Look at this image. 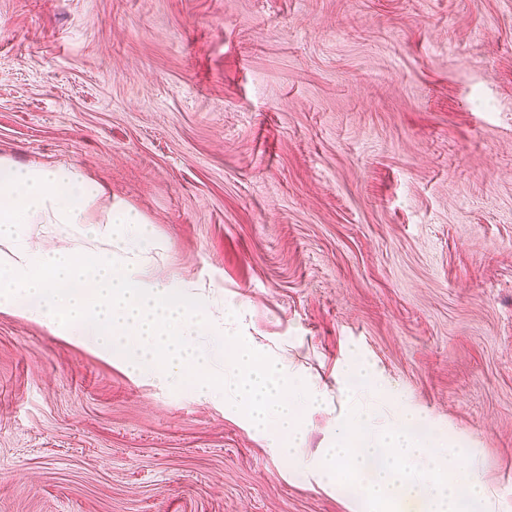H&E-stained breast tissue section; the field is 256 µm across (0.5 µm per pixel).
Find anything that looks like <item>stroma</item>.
<instances>
[{
  "label": "stroma",
  "mask_w": 512,
  "mask_h": 512,
  "mask_svg": "<svg viewBox=\"0 0 512 512\" xmlns=\"http://www.w3.org/2000/svg\"><path fill=\"white\" fill-rule=\"evenodd\" d=\"M0 156L79 166L145 219L146 277L327 389L362 354L512 512V0H0ZM0 512L363 508L0 311Z\"/></svg>",
  "instance_id": "obj_1"
}]
</instances>
